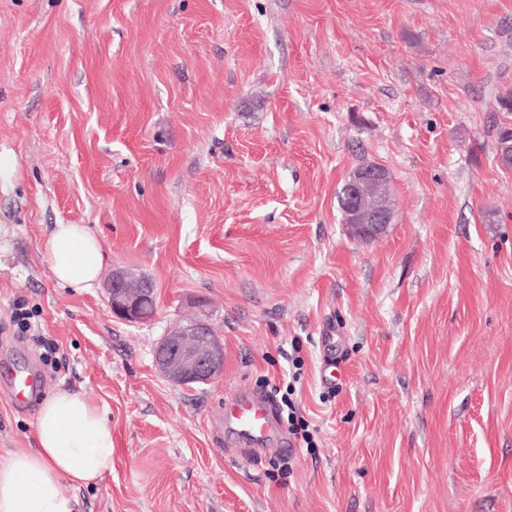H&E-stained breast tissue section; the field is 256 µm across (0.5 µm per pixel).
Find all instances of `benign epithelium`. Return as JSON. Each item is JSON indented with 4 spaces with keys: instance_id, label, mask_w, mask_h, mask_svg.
<instances>
[{
    "instance_id": "obj_1",
    "label": "benign epithelium",
    "mask_w": 512,
    "mask_h": 512,
    "mask_svg": "<svg viewBox=\"0 0 512 512\" xmlns=\"http://www.w3.org/2000/svg\"><path fill=\"white\" fill-rule=\"evenodd\" d=\"M383 176V170L375 167L346 179L349 227L360 237H376L391 222L386 212L367 209L358 194L360 182H378ZM107 290L113 313L130 323L142 319L144 299L155 296V289L144 277L125 270L112 274ZM154 360L159 373L178 386L208 384L224 371V343L208 321L197 316L169 330L157 343Z\"/></svg>"
}]
</instances>
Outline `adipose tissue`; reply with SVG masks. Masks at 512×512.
I'll return each instance as SVG.
<instances>
[{"instance_id":"adipose-tissue-1","label":"adipose tissue","mask_w":512,"mask_h":512,"mask_svg":"<svg viewBox=\"0 0 512 512\" xmlns=\"http://www.w3.org/2000/svg\"><path fill=\"white\" fill-rule=\"evenodd\" d=\"M63 288L94 287L104 250L85 225H55L42 253ZM36 445L0 456V512H74L62 483L89 487L112 470V429L105 410L83 392L56 389L41 404Z\"/></svg>"}]
</instances>
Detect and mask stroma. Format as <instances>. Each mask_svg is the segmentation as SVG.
I'll list each match as a JSON object with an SVG mask.
<instances>
[{
	"label": "stroma",
	"instance_id": "1",
	"mask_svg": "<svg viewBox=\"0 0 512 512\" xmlns=\"http://www.w3.org/2000/svg\"><path fill=\"white\" fill-rule=\"evenodd\" d=\"M507 96L512 0H0V454L34 447L40 406L1 374L37 365L42 396L83 391L112 426L76 512H512ZM365 162L394 212L371 240L337 202ZM56 224L102 240V277H148L153 314L58 287ZM199 310L224 373L187 389L154 349ZM296 357L315 447L284 421L256 453L216 433Z\"/></svg>",
	"mask_w": 512,
	"mask_h": 512
}]
</instances>
